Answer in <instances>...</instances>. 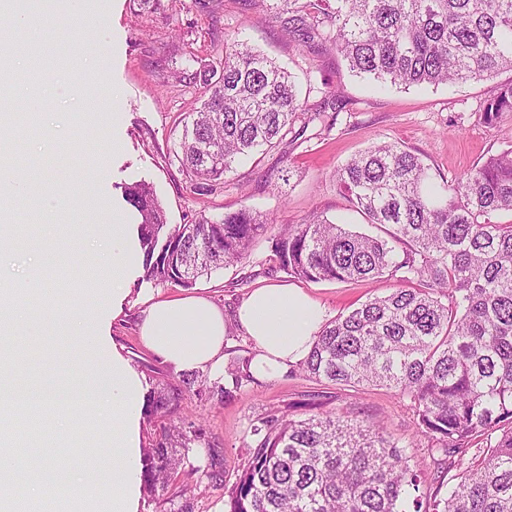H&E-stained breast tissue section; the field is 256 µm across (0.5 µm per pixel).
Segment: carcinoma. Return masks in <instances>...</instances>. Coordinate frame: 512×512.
<instances>
[{
	"mask_svg": "<svg viewBox=\"0 0 512 512\" xmlns=\"http://www.w3.org/2000/svg\"><path fill=\"white\" fill-rule=\"evenodd\" d=\"M294 42L328 43L355 75L411 86L481 81L512 71V0H264ZM0 43L38 60L22 80L37 92L50 49ZM179 78L205 89L200 110L183 125L176 157L194 189L210 194L237 161L278 146L296 123L324 121L322 106L298 98L287 69L238 37L224 38L219 77L199 64ZM512 113V82L483 108L484 121ZM339 187L366 223L387 237L352 231L313 211L301 224L277 225L243 206L220 217L170 224L152 187L124 189L137 212L146 279L190 288L213 272L243 264L266 239L280 268L313 282L380 280L408 287L369 298L324 323L299 369L350 387H384L407 397L438 469H459L445 497L421 490V472L385 434L334 413L290 419L269 411L251 424L253 443L225 512H512V145L461 175L436 181L422 155L382 142L336 171ZM178 390L162 387L150 414L172 417ZM48 410L16 408L5 431L37 438ZM204 440L191 426L160 427L142 472L154 496L178 473L176 449ZM205 478L225 482L220 454Z\"/></svg>",
	"mask_w": 512,
	"mask_h": 512,
	"instance_id": "cac0c4a2",
	"label": "carcinoma"
}]
</instances>
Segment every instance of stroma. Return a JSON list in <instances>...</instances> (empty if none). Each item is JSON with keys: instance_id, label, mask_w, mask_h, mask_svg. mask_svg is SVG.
Listing matches in <instances>:
<instances>
[{"instance_id": "stroma-1", "label": "stroma", "mask_w": 512, "mask_h": 512, "mask_svg": "<svg viewBox=\"0 0 512 512\" xmlns=\"http://www.w3.org/2000/svg\"><path fill=\"white\" fill-rule=\"evenodd\" d=\"M77 46L70 67H54L52 81L39 94L35 113L15 112L5 145L13 161L11 223L21 227L40 209L32 186L49 179L54 166H64L60 194L66 202L67 227L44 216L40 234L49 236L66 280H36L32 258L36 241L17 240L0 252V291L23 287L25 306L51 303L33 324H19L6 350L22 348L29 357L19 365L14 382L19 390L58 388L70 374L120 355L136 373L141 398L159 385L178 384V370L142 342L139 326L144 296L167 300L194 294L208 298L225 314L255 289L279 285L305 290L323 308L326 319L348 313L372 295L394 290L395 281L310 282L285 273L268 242L255 244L249 261L201 278L193 289L146 280L135 265L125 280L127 299L122 314L108 319L102 344L86 345L66 322L72 294L90 288L98 276L102 253L111 252L113 224L135 218L123 193L127 184L149 183L162 203L168 223L188 224L200 215L217 217L243 206L267 214L277 224H299L314 210L331 219L348 220L360 231L384 235L382 227L365 223L336 183L337 168L358 151L395 141L422 154L444 179L455 181L489 153L512 143V113L489 125L483 106L496 87L512 81V72L455 86L392 88L375 94L354 77L328 49L289 41L262 0H218L214 13L197 9L195 0H161L159 9L141 0H59L52 15ZM239 34L287 67L309 105L321 102L324 87L342 101L331 131L309 126L288 135L278 147L243 161L233 180L208 196L197 195L176 158L183 124L200 108L201 86L179 81L177 74L198 62L220 67L225 35ZM255 354L251 340L230 327L224 347L225 375H206L208 386L230 388L229 396L182 393L177 421L200 425L204 443L182 449V470L175 488H187L194 512H224V490L198 478L208 469L211 452H219L227 478H234L251 440L252 420L272 408L293 417L319 405L344 418L383 421L386 433L406 449L411 466L427 478L432 490L456 487L452 473L436 474L429 442L417 432V416L409 401L378 387H342L288 371L272 380L249 379L233 386L231 372L243 370ZM15 453L30 467L57 455L83 448L94 463L112 461L106 436L62 435L58 414L35 443L13 442ZM42 448L34 456V448Z\"/></svg>"}]
</instances>
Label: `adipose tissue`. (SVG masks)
<instances>
[{"label": "adipose tissue", "instance_id": "adipose-tissue-1", "mask_svg": "<svg viewBox=\"0 0 512 512\" xmlns=\"http://www.w3.org/2000/svg\"><path fill=\"white\" fill-rule=\"evenodd\" d=\"M253 342L250 370L271 379L304 361L323 324V309L303 289L270 286L254 290L232 318L200 296L152 304L141 325L144 344L179 369L224 371V342L230 325Z\"/></svg>", "mask_w": 512, "mask_h": 512}]
</instances>
